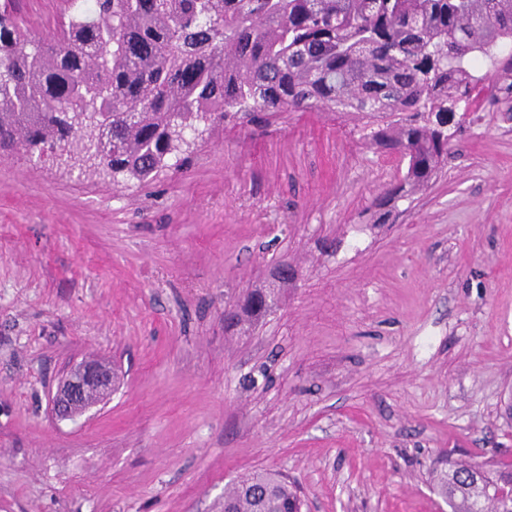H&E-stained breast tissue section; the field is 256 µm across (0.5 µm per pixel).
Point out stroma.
Returning <instances> with one entry per match:
<instances>
[{"label":"stroma","mask_w":512,"mask_h":512,"mask_svg":"<svg viewBox=\"0 0 512 512\" xmlns=\"http://www.w3.org/2000/svg\"><path fill=\"white\" fill-rule=\"evenodd\" d=\"M74 11L0 0L32 39ZM477 75L443 173L386 215L404 163L323 108L220 124L148 183L0 158V512H222L256 470L309 512H449L432 468L512 461V120ZM93 359L110 397L55 419Z\"/></svg>","instance_id":"35a3bbf8"}]
</instances>
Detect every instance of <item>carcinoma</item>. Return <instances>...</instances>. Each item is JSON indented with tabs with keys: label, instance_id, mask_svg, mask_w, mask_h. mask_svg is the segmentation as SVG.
Instances as JSON below:
<instances>
[{
	"label": "carcinoma",
	"instance_id": "carcinoma-1",
	"mask_svg": "<svg viewBox=\"0 0 512 512\" xmlns=\"http://www.w3.org/2000/svg\"><path fill=\"white\" fill-rule=\"evenodd\" d=\"M512 0H93L62 36L28 47L0 14V157L57 155L67 168L145 183L190 148L184 132L323 107L366 119L367 138L406 162L387 204L425 190L448 159L474 62L495 65L512 112ZM432 473L451 512H512V464ZM282 476L254 471L224 512H303Z\"/></svg>",
	"mask_w": 512,
	"mask_h": 512
}]
</instances>
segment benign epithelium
<instances>
[{"label": "benign epithelium", "mask_w": 512, "mask_h": 512, "mask_svg": "<svg viewBox=\"0 0 512 512\" xmlns=\"http://www.w3.org/2000/svg\"><path fill=\"white\" fill-rule=\"evenodd\" d=\"M113 375L96 362H83L73 367L52 397V406L60 420L72 417L74 407L84 403L86 394H95L96 403L106 400L112 392Z\"/></svg>", "instance_id": "1"}]
</instances>
